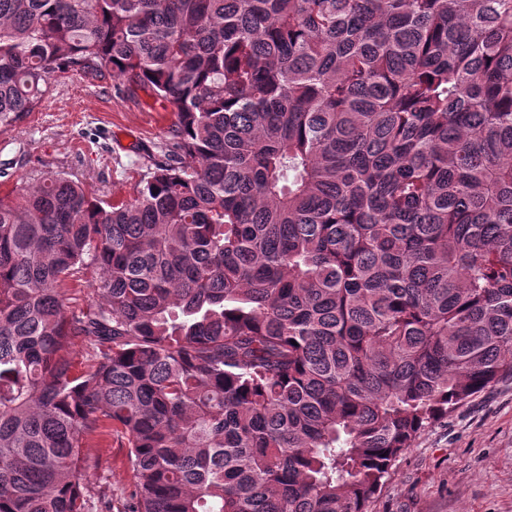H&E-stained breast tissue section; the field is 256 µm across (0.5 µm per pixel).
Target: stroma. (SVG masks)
<instances>
[{
    "instance_id": "1",
    "label": "stroma",
    "mask_w": 512,
    "mask_h": 512,
    "mask_svg": "<svg viewBox=\"0 0 512 512\" xmlns=\"http://www.w3.org/2000/svg\"><path fill=\"white\" fill-rule=\"evenodd\" d=\"M174 119L152 99L127 97L112 80L58 73L43 105L0 125V195L42 172L61 170L108 200H130L147 154L165 142ZM127 441L103 434L84 454L91 491L125 512L133 488ZM369 512H512V376L476 394L425 428Z\"/></svg>"
}]
</instances>
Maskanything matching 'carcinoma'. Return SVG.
<instances>
[{
    "mask_svg": "<svg viewBox=\"0 0 512 512\" xmlns=\"http://www.w3.org/2000/svg\"><path fill=\"white\" fill-rule=\"evenodd\" d=\"M56 72L176 119L131 201L0 198V512H109L107 428L130 512H368L512 375V0H0V125ZM67 294L70 309L73 310L86 309L97 301L92 287L85 279L71 284ZM127 439L112 432L86 442L84 448L88 485L93 493L104 490L112 498V512H124L133 489Z\"/></svg>",
    "mask_w": 512,
    "mask_h": 512,
    "instance_id": "cac0c4a2",
    "label": "carcinoma"
}]
</instances>
